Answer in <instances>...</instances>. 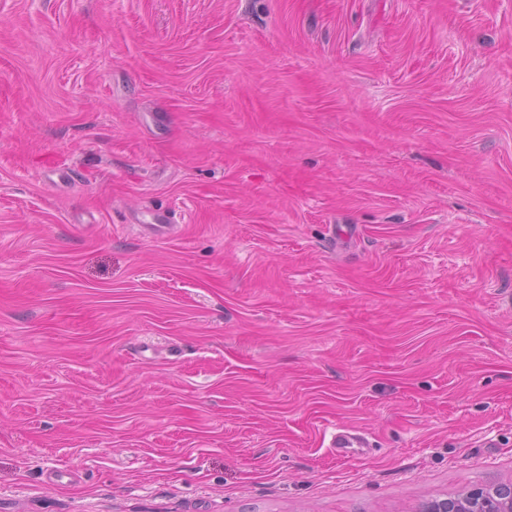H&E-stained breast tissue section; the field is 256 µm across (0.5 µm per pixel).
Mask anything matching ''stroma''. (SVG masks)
<instances>
[{
    "instance_id": "stroma-1",
    "label": "stroma",
    "mask_w": 512,
    "mask_h": 512,
    "mask_svg": "<svg viewBox=\"0 0 512 512\" xmlns=\"http://www.w3.org/2000/svg\"><path fill=\"white\" fill-rule=\"evenodd\" d=\"M510 483L512 0H0V512Z\"/></svg>"
}]
</instances>
